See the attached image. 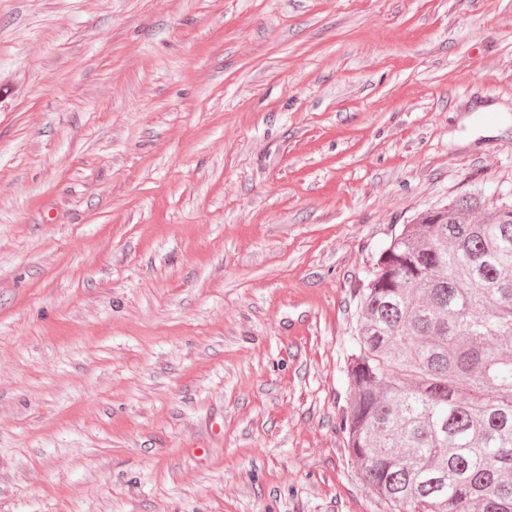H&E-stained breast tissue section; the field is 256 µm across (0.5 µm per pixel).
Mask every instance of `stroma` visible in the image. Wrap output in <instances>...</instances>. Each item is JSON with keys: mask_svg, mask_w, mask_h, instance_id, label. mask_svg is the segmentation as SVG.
<instances>
[{"mask_svg": "<svg viewBox=\"0 0 512 512\" xmlns=\"http://www.w3.org/2000/svg\"><path fill=\"white\" fill-rule=\"evenodd\" d=\"M473 192L512 0H0V512H390L356 293Z\"/></svg>", "mask_w": 512, "mask_h": 512, "instance_id": "35a3bbf8", "label": "stroma"}]
</instances>
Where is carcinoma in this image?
<instances>
[{
	"mask_svg": "<svg viewBox=\"0 0 512 512\" xmlns=\"http://www.w3.org/2000/svg\"><path fill=\"white\" fill-rule=\"evenodd\" d=\"M358 296L339 428L363 479L392 512H512V204L401 225Z\"/></svg>",
	"mask_w": 512,
	"mask_h": 512,
	"instance_id": "1",
	"label": "carcinoma"
}]
</instances>
